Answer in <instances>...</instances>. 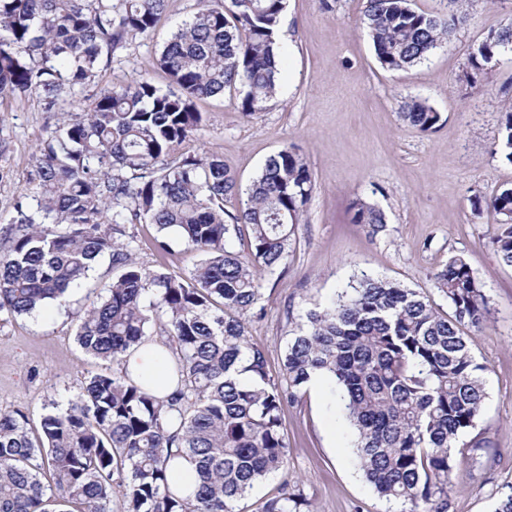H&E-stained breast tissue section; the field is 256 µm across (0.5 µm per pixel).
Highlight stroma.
Here are the masks:
<instances>
[{"mask_svg":"<svg viewBox=\"0 0 512 512\" xmlns=\"http://www.w3.org/2000/svg\"><path fill=\"white\" fill-rule=\"evenodd\" d=\"M195 0H168L150 34L137 37L96 82L46 110L40 96L0 101V220L32 197L34 157L58 124L80 103L106 88L147 75L169 90L158 67L160 47L194 11ZM365 0H287L282 24L285 66L276 99L247 115L239 92L199 100L201 131L189 147L224 160L249 185L266 159L284 145L306 159L314 190L295 227L287 273L267 277L265 314L252 321L249 339L265 350L268 372L278 377L284 346L305 314L326 305L363 276L399 282L422 292L440 312L447 298L433 274L456 255L466 258L489 299L490 315L466 332L483 365L486 399L473 429L456 443V487L448 512H494L512 493V265L492 238L496 215L472 206L512 185V162L499 146L500 123L512 110V54L477 87L466 80L471 49L489 32L512 22V0H468L467 26L407 72L378 63L364 31ZM411 97L441 115L434 131L421 132L401 117ZM362 199L382 209L387 224L369 234L351 223L348 207ZM139 262L179 275L194 258L179 242L166 254L152 247L153 225L130 224ZM109 258L62 305L38 315L0 316V409H19L39 422L48 399H67L86 377L102 369L74 339V326L91 298L112 281ZM283 427L290 449L287 475L263 481L248 499L258 505L282 481L299 490L312 512H395L355 465L353 435L339 393L330 381L307 388L288 406Z\"/></svg>","mask_w":512,"mask_h":512,"instance_id":"1","label":"stroma"}]
</instances>
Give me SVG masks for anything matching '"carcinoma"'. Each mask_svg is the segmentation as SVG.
Returning a JSON list of instances; mask_svg holds the SVG:
<instances>
[{
	"label": "carcinoma",
	"instance_id": "obj_1",
	"mask_svg": "<svg viewBox=\"0 0 512 512\" xmlns=\"http://www.w3.org/2000/svg\"><path fill=\"white\" fill-rule=\"evenodd\" d=\"M440 2L443 11L430 14L412 0H366L364 24L382 68L422 63L467 25L465 0ZM167 4L0 0V99L39 93L54 108L151 31ZM285 8L286 0H196L158 56L178 91L147 77L104 90L36 155L33 202L15 203L0 239V314L49 309L107 255L116 275L90 301L75 338L112 370L89 375L75 399L50 401L35 433L24 412L0 410V512H238L255 486L288 469L283 412L314 373L339 389L356 463L377 492L409 506L400 512H446L452 448L486 398L463 328L487 321L489 301L464 257L434 274L452 315L415 289L367 277L307 312L274 380L248 327L264 315L265 276L286 272L313 173L286 145L244 193L223 160L185 148L203 123L197 100L238 85L239 106L252 114L276 96ZM508 52L512 23L473 47L470 84ZM402 117L423 132L441 120L419 98L405 103ZM500 145L512 163V111ZM243 193L240 208H224ZM473 206L499 216L492 243L512 265V187ZM350 220L373 234L386 225L384 212L362 199L352 202ZM127 224L154 225L156 251L177 240L197 262L185 275L143 266ZM236 239L247 241L246 253L234 249ZM148 343L173 356L167 394L124 370L125 356ZM182 458L196 464L190 495L169 482ZM303 505L285 482L258 512Z\"/></svg>",
	"mask_w": 512,
	"mask_h": 512
}]
</instances>
